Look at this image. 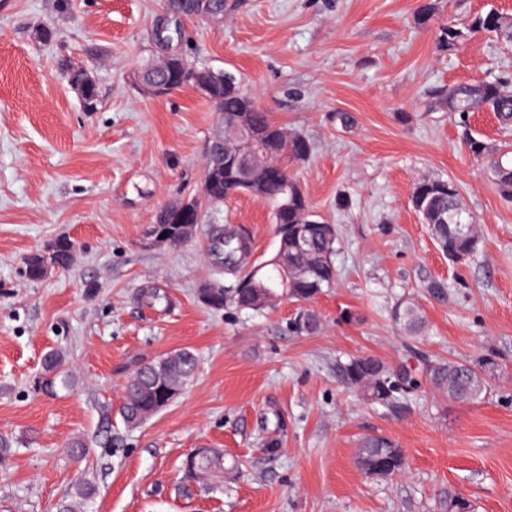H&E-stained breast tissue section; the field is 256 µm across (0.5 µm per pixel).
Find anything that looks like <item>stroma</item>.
<instances>
[{"mask_svg":"<svg viewBox=\"0 0 512 512\" xmlns=\"http://www.w3.org/2000/svg\"><path fill=\"white\" fill-rule=\"evenodd\" d=\"M224 0L222 14L183 12L179 0H0V512H55L76 485L96 486L88 512H445L449 490L474 512H512V204L465 150L438 87L512 77V48L478 35L455 54L437 37L512 0ZM197 67L233 72L288 130L306 135L295 167L316 212L339 229L334 288L309 302L318 330L288 321L300 304L261 314L202 304L227 284L207 257L211 227L245 230L251 263L277 234L270 209L242 195L208 210L179 247L147 244L157 213L197 192L219 119L193 89L145 96L133 74L159 50L162 22ZM51 30L52 41L41 33ZM86 68L100 97L84 111L61 69ZM354 124L341 128L336 115ZM457 183L478 226L466 263L448 261L410 198L419 179ZM347 196L337 208L338 196ZM75 244L69 268L32 281L25 259L58 238ZM439 278L448 296L424 284ZM175 303L165 311L148 293ZM415 299L421 335L403 339L390 312ZM193 350L183 394L137 428L118 412L142 363ZM62 351L74 377L49 396L43 359ZM494 351L484 399L450 401L426 370ZM371 355L407 367L420 386L391 407L364 404L337 362ZM402 449V472L378 478L357 464L363 435ZM87 445L70 455L74 438ZM195 448H219L224 487L186 500L174 491Z\"/></svg>","mask_w":512,"mask_h":512,"instance_id":"1","label":"stroma"}]
</instances>
